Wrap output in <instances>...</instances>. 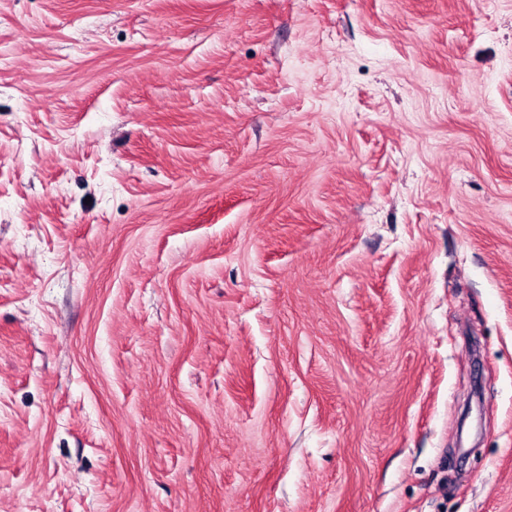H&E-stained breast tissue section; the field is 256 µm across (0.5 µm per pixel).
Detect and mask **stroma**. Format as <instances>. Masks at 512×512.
<instances>
[{
	"mask_svg": "<svg viewBox=\"0 0 512 512\" xmlns=\"http://www.w3.org/2000/svg\"><path fill=\"white\" fill-rule=\"evenodd\" d=\"M0 512H512V0H0Z\"/></svg>",
	"mask_w": 512,
	"mask_h": 512,
	"instance_id": "35a3bbf8",
	"label": "stroma"
}]
</instances>
